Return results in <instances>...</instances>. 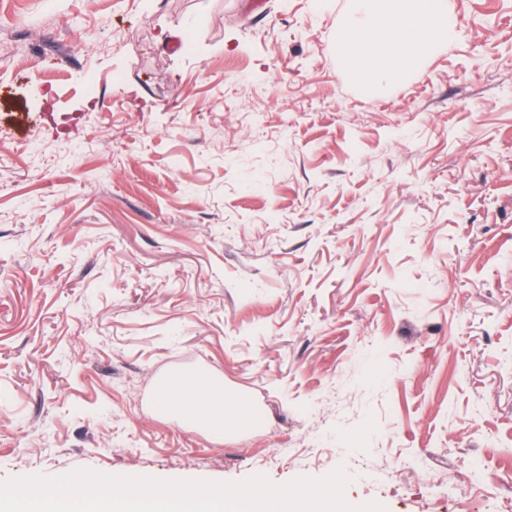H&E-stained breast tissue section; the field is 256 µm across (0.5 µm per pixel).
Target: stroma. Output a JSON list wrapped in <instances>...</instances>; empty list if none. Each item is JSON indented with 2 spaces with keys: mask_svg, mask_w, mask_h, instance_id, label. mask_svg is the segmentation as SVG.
I'll use <instances>...</instances> for the list:
<instances>
[{
  "mask_svg": "<svg viewBox=\"0 0 512 512\" xmlns=\"http://www.w3.org/2000/svg\"><path fill=\"white\" fill-rule=\"evenodd\" d=\"M382 88L352 0H0V481L512 512V0ZM223 379L259 422L162 413Z\"/></svg>",
  "mask_w": 512,
  "mask_h": 512,
  "instance_id": "stroma-1",
  "label": "stroma"
}]
</instances>
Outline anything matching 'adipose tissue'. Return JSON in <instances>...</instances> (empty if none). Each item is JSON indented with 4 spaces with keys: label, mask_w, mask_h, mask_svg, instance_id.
<instances>
[{
    "label": "adipose tissue",
    "mask_w": 512,
    "mask_h": 512,
    "mask_svg": "<svg viewBox=\"0 0 512 512\" xmlns=\"http://www.w3.org/2000/svg\"><path fill=\"white\" fill-rule=\"evenodd\" d=\"M449 31L439 0H354L342 40L354 75L378 84L398 80L430 41ZM157 400L213 425L237 424L248 416L244 397L197 376L171 377Z\"/></svg>",
    "instance_id": "1"
}]
</instances>
